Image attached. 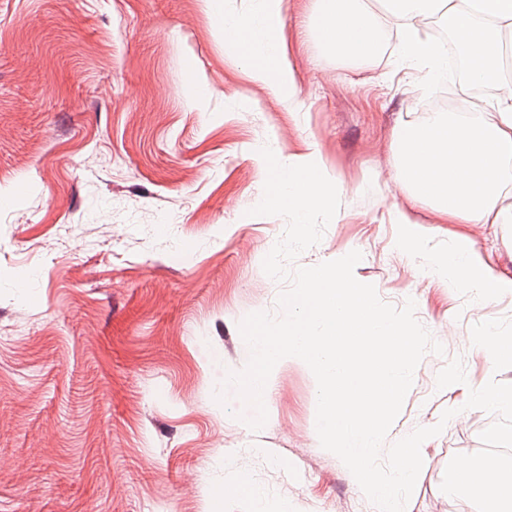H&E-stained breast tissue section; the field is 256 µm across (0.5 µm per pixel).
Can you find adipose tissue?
<instances>
[{
  "label": "adipose tissue",
  "instance_id": "obj_1",
  "mask_svg": "<svg viewBox=\"0 0 512 512\" xmlns=\"http://www.w3.org/2000/svg\"><path fill=\"white\" fill-rule=\"evenodd\" d=\"M251 2L249 13L238 17L226 11L224 0H205L223 22L225 49L245 58L250 78L272 84L303 110L293 73L282 63L281 0ZM386 11L399 30L401 57L426 68L430 79L448 75L447 48L419 35L434 15L455 37L471 80L500 83L497 112L483 122L437 112L427 122L402 126L392 142L396 183L413 201L431 207L438 223L512 227V202L505 200L512 179V80L503 76L502 58L503 40L512 36V0H388ZM317 35L322 52L339 61L368 63L381 48L376 19L359 0H317ZM435 271L449 284L473 288L486 303L512 291V279L488 266L466 235H455L447 255L436 259Z\"/></svg>",
  "mask_w": 512,
  "mask_h": 512
}]
</instances>
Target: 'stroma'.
<instances>
[{"label": "stroma", "instance_id": "1", "mask_svg": "<svg viewBox=\"0 0 512 512\" xmlns=\"http://www.w3.org/2000/svg\"><path fill=\"white\" fill-rule=\"evenodd\" d=\"M281 13L300 112L225 55L202 0H0V512H256L241 480L266 512H377L321 447L302 363L277 366L260 431L237 419V397L214 399L242 367L239 323L277 314L284 289L262 262L286 221L250 213L271 138L279 157L314 154L341 202L296 266L360 251L355 278L395 307L414 300L445 348L423 357L385 439L462 409L424 443L408 512H476L441 483L496 420L466 408L470 389L512 384V362L490 369L473 341L485 322L512 336V294L486 304L449 287L392 218L433 228L432 254L469 235L508 278L512 231L437 223L394 182L390 149L432 101L468 95V69L429 84L392 28L378 59L339 63L308 27L315 0ZM451 370L461 384L438 388Z\"/></svg>", "mask_w": 512, "mask_h": 512}]
</instances>
